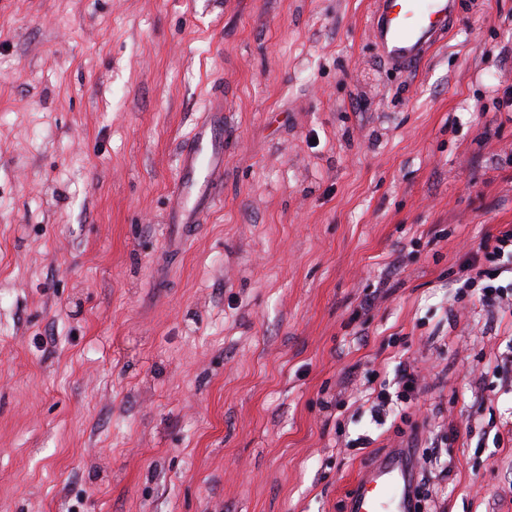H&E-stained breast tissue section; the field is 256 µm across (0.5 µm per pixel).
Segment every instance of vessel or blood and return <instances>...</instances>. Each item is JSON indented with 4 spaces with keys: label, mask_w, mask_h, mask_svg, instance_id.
Instances as JSON below:
<instances>
[{
    "label": "vessel or blood",
    "mask_w": 512,
    "mask_h": 512,
    "mask_svg": "<svg viewBox=\"0 0 512 512\" xmlns=\"http://www.w3.org/2000/svg\"><path fill=\"white\" fill-rule=\"evenodd\" d=\"M455 6V0H376L370 37L392 67L408 68L446 38ZM207 110L182 149V186L167 215L184 235L200 211L219 201L224 187V109L212 102ZM417 482L413 449H391L356 478L348 512H414Z\"/></svg>",
    "instance_id": "obj_1"
}]
</instances>
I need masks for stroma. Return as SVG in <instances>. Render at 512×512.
I'll list each match as a JSON object with an SVG mask.
<instances>
[{
	"label": "stroma",
	"instance_id": "stroma-1",
	"mask_svg": "<svg viewBox=\"0 0 512 512\" xmlns=\"http://www.w3.org/2000/svg\"><path fill=\"white\" fill-rule=\"evenodd\" d=\"M371 3L0 0V512H346L407 446L417 512H512V314L453 287L512 226V0L404 70ZM215 94L223 197L175 250ZM396 384H398L399 391L395 392V400H393L391 393L386 389V385H380V389L374 397L372 406L377 417L386 412L387 409L389 410L391 405L397 408L400 405L402 408L401 403H409L411 397L418 392L419 376L413 371L411 372L410 370L404 369Z\"/></svg>",
	"mask_w": 512,
	"mask_h": 512
}]
</instances>
